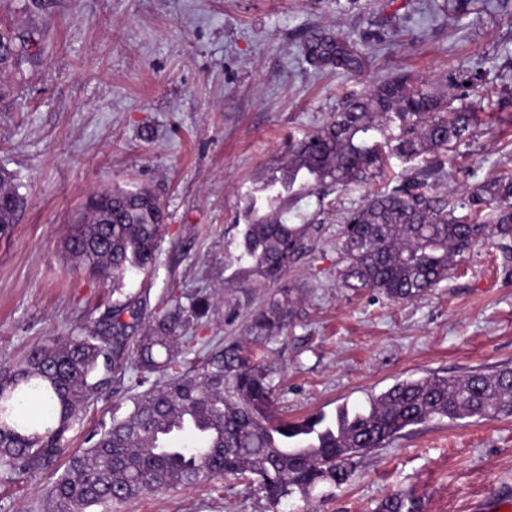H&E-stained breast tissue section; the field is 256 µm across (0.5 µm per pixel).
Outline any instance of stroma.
Returning a JSON list of instances; mask_svg holds the SVG:
<instances>
[{
  "label": "stroma",
  "mask_w": 512,
  "mask_h": 512,
  "mask_svg": "<svg viewBox=\"0 0 512 512\" xmlns=\"http://www.w3.org/2000/svg\"><path fill=\"white\" fill-rule=\"evenodd\" d=\"M0 32L33 37V55L0 76V169L23 198L0 239V369L34 345L104 318L112 286L74 267L67 228L95 192L148 189L165 222L154 264L125 289L147 308L201 293L212 309L189 330L195 347L251 344L253 313L278 283L245 276L230 259L244 228L245 193L283 156L289 138L327 122L344 99L398 73L438 83L480 73L479 125L458 146L437 190L457 202L512 170V0H473L457 19L448 0H0ZM362 51L361 73L316 66L312 35ZM422 159L389 157L374 180L308 197L289 216L307 224L285 279L298 314L263 345L278 406L296 419L431 373L459 376L512 365V238L458 257L426 296L396 303L340 285L343 216L365 195L415 173ZM134 376L93 395L66 434L69 452L110 426ZM49 474L0 471V512H46ZM512 484V416L434 420L364 455L350 480L281 512H374L405 494L419 512H470L489 487ZM107 512H264L246 485L217 479L108 506Z\"/></svg>",
  "instance_id": "35a3bbf8"
}]
</instances>
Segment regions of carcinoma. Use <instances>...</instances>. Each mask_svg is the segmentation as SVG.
<instances>
[{
    "label": "carcinoma",
    "instance_id": "1",
    "mask_svg": "<svg viewBox=\"0 0 512 512\" xmlns=\"http://www.w3.org/2000/svg\"><path fill=\"white\" fill-rule=\"evenodd\" d=\"M26 44L0 33V66L16 65ZM315 64L362 70L347 43L313 36ZM478 88V78L454 73L443 91L396 75L347 98L333 120L288 143L276 173L254 183L247 224L235 260L263 281H279L305 248L311 225L289 224L288 213L310 196L374 179L385 157H425L418 176L369 195L344 216L342 286L369 289L396 302L413 301L438 287L471 246L512 235V173L504 172L449 204L429 178L444 172L448 154L478 123L477 113L454 103ZM18 187L0 178V237L9 235L20 207ZM85 220L70 226L65 248L78 267L112 281L111 316L76 326L32 347L0 370V469L58 474L47 491L49 512H95L172 487L222 477L243 480L265 501V512L314 490L338 488L359 458L410 426L436 418L452 422L512 415V366L463 376L427 375L367 396L354 410L342 406L290 420L275 396L272 367L251 348L229 343L190 359V324L209 309L208 299L168 301L146 312L125 280L154 263L164 213L148 190L116 187L92 195ZM299 289L284 285L254 312L252 340L283 332L297 312ZM147 317L141 335L133 323ZM185 370H179V367ZM138 390L112 411L110 427L88 436V447L58 466L66 431L83 415L89 397L127 373ZM35 399L53 422L25 416ZM377 512H418L414 499L395 495Z\"/></svg>",
    "mask_w": 512,
    "mask_h": 512
}]
</instances>
